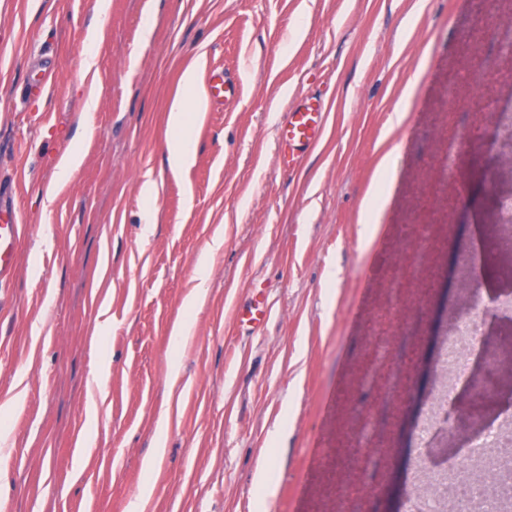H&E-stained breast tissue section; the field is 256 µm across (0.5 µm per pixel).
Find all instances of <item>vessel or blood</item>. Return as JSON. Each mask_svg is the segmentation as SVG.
<instances>
[{
  "instance_id": "1",
  "label": "vessel or blood",
  "mask_w": 512,
  "mask_h": 512,
  "mask_svg": "<svg viewBox=\"0 0 512 512\" xmlns=\"http://www.w3.org/2000/svg\"><path fill=\"white\" fill-rule=\"evenodd\" d=\"M207 94L213 106H228L237 97V80L224 70H213L207 79ZM325 102L322 96L310 94L292 102L283 114L278 132V160L284 170L294 169L321 136L325 126ZM8 190L0 185V285L16 274L18 244L22 226L17 221ZM270 316L265 301L258 300L239 314L242 327L255 330Z\"/></svg>"
}]
</instances>
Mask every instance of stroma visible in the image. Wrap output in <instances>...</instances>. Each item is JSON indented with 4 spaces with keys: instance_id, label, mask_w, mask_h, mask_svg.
Wrapping results in <instances>:
<instances>
[{
    "instance_id": "stroma-1",
    "label": "stroma",
    "mask_w": 512,
    "mask_h": 512,
    "mask_svg": "<svg viewBox=\"0 0 512 512\" xmlns=\"http://www.w3.org/2000/svg\"><path fill=\"white\" fill-rule=\"evenodd\" d=\"M97 3L0 0V183L25 226L0 287V512H128L145 483L143 512H331L351 417L386 430L396 410L355 383L395 245L452 218L465 248L480 219L449 200L440 160L468 155L461 137L489 136L488 101L512 96L496 42L512 0ZM37 59L55 74L40 99ZM189 66L230 70L241 95L192 125L174 173L167 114ZM319 85L323 133L283 174L277 123ZM256 286L272 314L252 334L236 313Z\"/></svg>"
}]
</instances>
